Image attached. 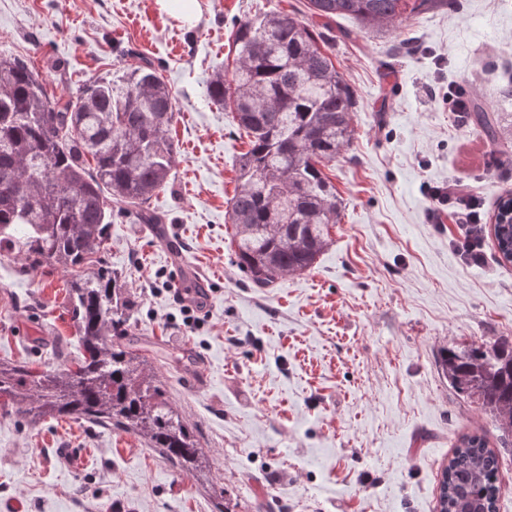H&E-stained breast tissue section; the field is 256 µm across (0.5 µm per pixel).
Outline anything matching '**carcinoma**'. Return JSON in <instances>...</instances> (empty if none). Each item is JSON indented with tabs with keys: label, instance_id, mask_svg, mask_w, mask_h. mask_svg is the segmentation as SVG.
Instances as JSON below:
<instances>
[{
	"label": "carcinoma",
	"instance_id": "obj_1",
	"mask_svg": "<svg viewBox=\"0 0 512 512\" xmlns=\"http://www.w3.org/2000/svg\"><path fill=\"white\" fill-rule=\"evenodd\" d=\"M321 19L351 16L396 32L448 0H309ZM235 66L218 69L207 95L231 109L249 137L229 220L234 253L253 288L310 270L330 242L341 200L323 167L350 146L354 99L321 34L295 14L234 23ZM169 87L151 65L97 77L65 103L21 59L0 57V252L30 269L93 265L69 296L81 357L41 370L0 362V400L30 423L76 417L142 438L191 475L204 453L166 397L150 362L127 340L128 301L101 266L112 217L135 212L162 223L149 201L169 185L179 147L168 135ZM469 118L493 143L512 134V112L473 106ZM498 252L512 262V217L495 221ZM438 363L461 394L478 399L512 435V340L442 348ZM499 456L479 434L460 438L439 480V512H497Z\"/></svg>",
	"mask_w": 512,
	"mask_h": 512
}]
</instances>
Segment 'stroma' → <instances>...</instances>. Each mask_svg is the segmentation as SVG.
Instances as JSON below:
<instances>
[{
	"label": "stroma",
	"mask_w": 512,
	"mask_h": 512,
	"mask_svg": "<svg viewBox=\"0 0 512 512\" xmlns=\"http://www.w3.org/2000/svg\"><path fill=\"white\" fill-rule=\"evenodd\" d=\"M199 3V23L180 27L154 0H0V56L27 62L54 97L144 63L171 89L180 155L149 202L163 227L115 216L101 257L130 295L129 335L205 454L187 477L132 435L0 406V512H214L222 496L235 512H437L467 433L498 453V512H512V436L438 365L443 347L512 338V263L489 240L484 263L466 264L425 191L458 179L489 209L512 193V149L446 99L456 85L497 111L512 0H450L392 35L331 23L355 102L353 143L324 169L340 219L317 263L273 288L250 287L234 262L228 211L248 138L206 83L234 67L236 20L303 15L307 0ZM70 280L0 255V362L79 358ZM186 303L201 319L190 329Z\"/></svg>",
	"instance_id": "1"
}]
</instances>
